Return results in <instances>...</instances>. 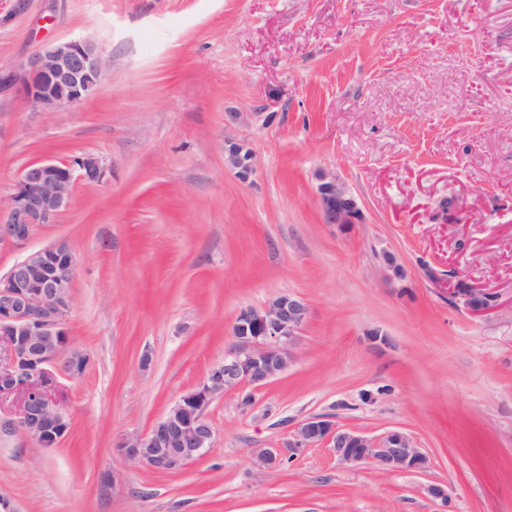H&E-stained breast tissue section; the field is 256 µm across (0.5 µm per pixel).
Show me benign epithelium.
<instances>
[{
	"label": "benign epithelium",
	"instance_id": "7a95c632",
	"mask_svg": "<svg viewBox=\"0 0 512 512\" xmlns=\"http://www.w3.org/2000/svg\"><path fill=\"white\" fill-rule=\"evenodd\" d=\"M104 68L103 53L93 41L55 43L25 63L24 91L45 111L79 103L95 93ZM224 159L243 181L254 172L252 152L237 143L225 144ZM106 176V166L93 154L28 165L10 190L6 216L0 215V245L26 243L36 228L54 223L68 205L76 181L101 185ZM316 202L327 224L347 228L360 222L356 198L334 176L321 177ZM73 268L71 247L57 240L0 276V397L17 394L22 399L17 417L0 418V437L19 434L51 447L69 428L49 386L54 379L51 368L59 367L67 343ZM448 296L466 304L480 296L486 302L471 309L480 313L493 309L488 295L477 288L453 283ZM308 315L306 302L292 294L277 295L259 308L241 309L233 324L234 343L224 361L210 370L203 383L175 400L149 431L124 438L119 443L122 455L133 463L173 473L213 452L215 432L205 409L219 394L246 385L258 389L285 374ZM320 443L333 448L345 467L371 464L386 473L420 472L429 463L402 431L371 437L340 429L325 417L302 420L281 447L258 450L255 461L275 467Z\"/></svg>",
	"mask_w": 512,
	"mask_h": 512
}]
</instances>
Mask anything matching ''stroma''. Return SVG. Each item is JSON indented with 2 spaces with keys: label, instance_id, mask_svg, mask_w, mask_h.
Returning <instances> with one entry per match:
<instances>
[{
  "label": "stroma",
  "instance_id": "stroma-1",
  "mask_svg": "<svg viewBox=\"0 0 512 512\" xmlns=\"http://www.w3.org/2000/svg\"><path fill=\"white\" fill-rule=\"evenodd\" d=\"M82 38L106 61L89 99L44 112L0 85V192L39 161L108 168L0 246L2 275L68 240L65 351L87 359L57 376L56 445L0 438L15 512H512V0H0V76ZM229 141L254 155L248 181ZM325 173L361 208L351 229L322 221ZM455 280L493 311L449 300ZM281 292L310 308L287 372L217 396L216 448L181 472L126 461L118 441ZM311 416L407 433L429 467L348 468L323 444L256 463ZM224 159L230 168L236 170L238 177L243 181L249 180L254 172L253 154L242 145L231 142L225 144Z\"/></svg>",
  "mask_w": 512,
  "mask_h": 512
}]
</instances>
